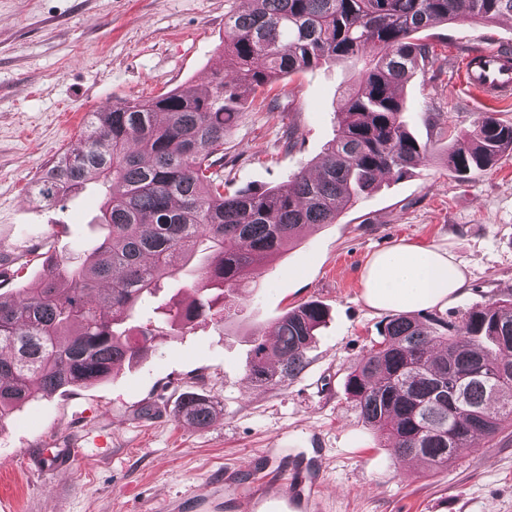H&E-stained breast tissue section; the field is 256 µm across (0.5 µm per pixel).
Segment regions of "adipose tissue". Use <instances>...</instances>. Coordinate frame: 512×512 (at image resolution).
I'll list each match as a JSON object with an SVG mask.
<instances>
[{"label": "adipose tissue", "instance_id": "1", "mask_svg": "<svg viewBox=\"0 0 512 512\" xmlns=\"http://www.w3.org/2000/svg\"><path fill=\"white\" fill-rule=\"evenodd\" d=\"M362 281L363 298L370 307L411 313L456 298L463 293L466 278L447 252L400 244L374 255Z\"/></svg>", "mask_w": 512, "mask_h": 512}]
</instances>
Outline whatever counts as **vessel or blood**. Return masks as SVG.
<instances>
[{"label":"vessel or blood","mask_w":512,"mask_h":512,"mask_svg":"<svg viewBox=\"0 0 512 512\" xmlns=\"http://www.w3.org/2000/svg\"><path fill=\"white\" fill-rule=\"evenodd\" d=\"M463 83L484 102L512 89V56L488 49L462 64ZM322 480L298 456L282 457L266 467L228 468L205 487L189 488L184 500L195 512H215L222 501H243L249 512H321Z\"/></svg>","instance_id":"1"}]
</instances>
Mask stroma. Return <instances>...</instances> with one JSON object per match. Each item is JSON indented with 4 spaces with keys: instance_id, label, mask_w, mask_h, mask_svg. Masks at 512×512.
<instances>
[{
    "instance_id": "obj_1",
    "label": "stroma",
    "mask_w": 512,
    "mask_h": 512,
    "mask_svg": "<svg viewBox=\"0 0 512 512\" xmlns=\"http://www.w3.org/2000/svg\"><path fill=\"white\" fill-rule=\"evenodd\" d=\"M236 0H0V254L94 247L97 183L55 206L31 188L77 139L88 113L119 99H149L214 77L224 15ZM437 55L404 85V119L422 143L447 145L483 110L512 123V100L482 108L460 85L464 57L512 54V16L425 30ZM346 63L258 90L224 139L230 188L269 187L314 172L336 137ZM403 243L439 247L467 272L464 295L436 306L461 311L512 292V151L488 170L449 174L442 156L385 179L332 224L308 226L249 274L252 287L222 324L163 326L144 358L106 382L39 397L0 424V507L6 512H156L227 466L263 465L267 448L316 461L324 512H512V435L479 439L439 473L408 469L359 417L345 391L351 367L389 312L362 298L370 258ZM315 300L328 316L296 379L259 387L245 375L253 333ZM215 396L198 429L177 396ZM80 446L66 476L38 466L44 452Z\"/></svg>"
}]
</instances>
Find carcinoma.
Instances as JSON below:
<instances>
[{
	"label": "carcinoma",
	"mask_w": 512,
	"mask_h": 512,
	"mask_svg": "<svg viewBox=\"0 0 512 512\" xmlns=\"http://www.w3.org/2000/svg\"><path fill=\"white\" fill-rule=\"evenodd\" d=\"M224 14V47L211 86H180L150 99H121L93 112L77 142L32 187L56 204L99 182L104 238L50 262L23 291L0 290V424L40 396L89 388L154 341L134 326L167 280L195 278L199 298L162 312L171 324L224 321L250 270L295 241L304 225L334 224L371 194L432 157L407 130L398 95L418 65L437 61L416 34L456 19L512 15V0H241ZM360 61L343 91L336 138L311 178L294 173L266 188L226 189L224 134L248 96L303 70ZM512 150V124L485 114L444 151L458 178ZM326 316L307 301L251 339L245 374L258 386L298 377ZM346 392L362 419L401 460L447 469L512 429V297H492L448 318L388 320L352 367ZM180 413L199 429L213 397L181 393Z\"/></svg>",
	"instance_id": "cac0c4a2"
}]
</instances>
